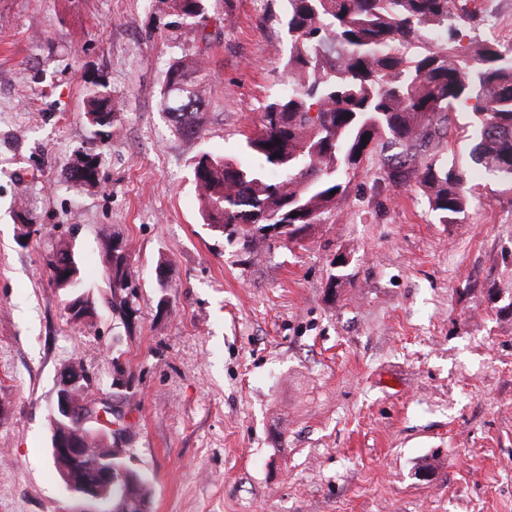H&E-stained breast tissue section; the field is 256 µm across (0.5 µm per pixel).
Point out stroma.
<instances>
[{
  "instance_id": "stroma-1",
  "label": "stroma",
  "mask_w": 512,
  "mask_h": 512,
  "mask_svg": "<svg viewBox=\"0 0 512 512\" xmlns=\"http://www.w3.org/2000/svg\"><path fill=\"white\" fill-rule=\"evenodd\" d=\"M476 8L481 33L512 44V0ZM208 16L200 43L160 0H0V512L78 508L50 462L52 405L73 358L112 396L116 357L151 512H512V315L497 311L512 300V185L474 170L464 219L443 224L416 177L382 180L377 150L300 241L227 242L201 219L194 166L204 152L248 162L288 37L276 0ZM199 52L207 94L188 139L161 93L169 65ZM96 79L119 116L86 188L66 168L95 139ZM105 233L129 250L130 328L107 304ZM61 237L95 301L85 320L49 276Z\"/></svg>"
}]
</instances>
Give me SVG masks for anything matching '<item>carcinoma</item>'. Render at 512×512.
Segmentation results:
<instances>
[{
	"label": "carcinoma",
	"instance_id": "1",
	"mask_svg": "<svg viewBox=\"0 0 512 512\" xmlns=\"http://www.w3.org/2000/svg\"><path fill=\"white\" fill-rule=\"evenodd\" d=\"M172 25L192 39L202 36L207 0H159ZM280 23L288 35L286 95H271L261 109L260 129L246 137L247 165L209 153L194 168L202 214L229 242L247 248L271 235L296 239L338 208L351 176L379 143L389 149L385 179L396 181L407 167L419 174L431 209L444 224L468 208L462 190L465 169L429 153L448 134L451 112L471 110L478 135L471 160L512 184V45L464 33L477 11L459 0H280ZM205 59L199 53L169 66L166 83L192 78L182 100L163 90L164 112L180 134H200ZM117 104L104 81L89 86L85 112L106 117ZM114 315L128 325L135 313V288L111 254V238L100 239ZM55 286L71 318L92 313L80 263L65 239L48 260ZM112 469L126 474L124 496H112V512H150L147 479L124 456Z\"/></svg>",
	"mask_w": 512,
	"mask_h": 512
}]
</instances>
